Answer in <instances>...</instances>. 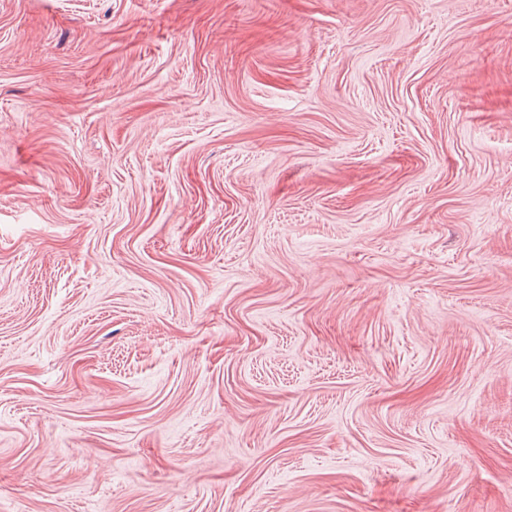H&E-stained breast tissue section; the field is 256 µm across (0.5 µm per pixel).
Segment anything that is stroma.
<instances>
[{
	"label": "stroma",
	"mask_w": 512,
	"mask_h": 512,
	"mask_svg": "<svg viewBox=\"0 0 512 512\" xmlns=\"http://www.w3.org/2000/svg\"><path fill=\"white\" fill-rule=\"evenodd\" d=\"M0 512H512V0H0Z\"/></svg>",
	"instance_id": "1"
}]
</instances>
